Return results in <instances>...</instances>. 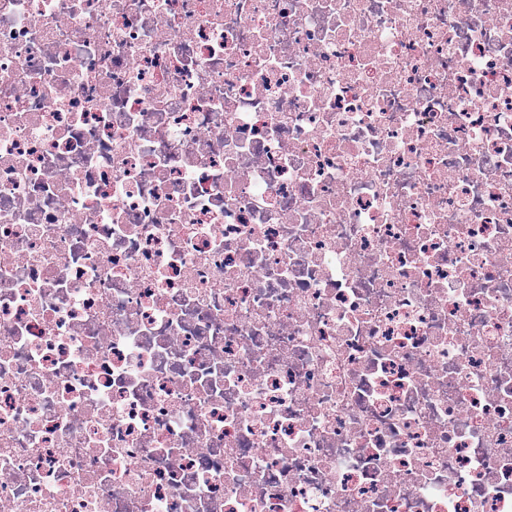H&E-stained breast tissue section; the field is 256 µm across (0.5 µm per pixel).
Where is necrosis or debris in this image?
I'll use <instances>...</instances> for the list:
<instances>
[{
	"label": "necrosis or debris",
	"instance_id": "obj_1",
	"mask_svg": "<svg viewBox=\"0 0 512 512\" xmlns=\"http://www.w3.org/2000/svg\"><path fill=\"white\" fill-rule=\"evenodd\" d=\"M0 512H512V0H0Z\"/></svg>",
	"mask_w": 512,
	"mask_h": 512
}]
</instances>
